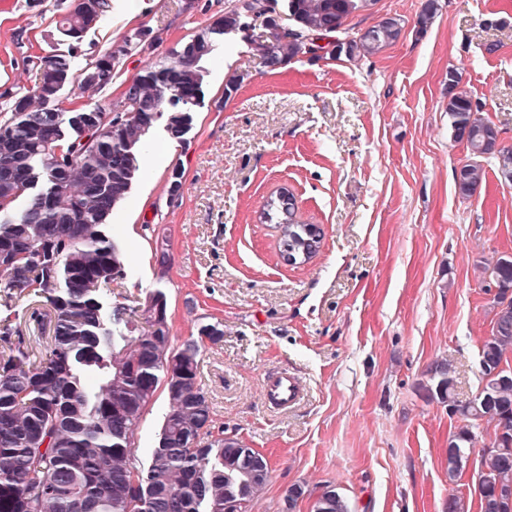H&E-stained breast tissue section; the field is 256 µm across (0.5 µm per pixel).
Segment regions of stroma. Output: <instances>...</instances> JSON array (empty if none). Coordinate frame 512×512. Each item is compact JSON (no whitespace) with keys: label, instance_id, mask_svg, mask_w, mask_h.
I'll use <instances>...</instances> for the list:
<instances>
[{"label":"stroma","instance_id":"1","mask_svg":"<svg viewBox=\"0 0 512 512\" xmlns=\"http://www.w3.org/2000/svg\"><path fill=\"white\" fill-rule=\"evenodd\" d=\"M69 2L0 0V92L35 87L39 56L71 55L80 70L144 29L110 84L59 94L65 105L111 107L235 0H112L77 46L56 29ZM423 3L376 0L348 19L354 32L400 19V38L370 57L305 54L272 70L253 46L262 19L227 36L206 65L184 142L155 124L141 174L112 215L128 266L104 301L140 323L150 295L165 293L177 346L201 325L223 326L199 357V381L215 426L268 460L251 512H282L296 484L305 495L295 512H313L328 485L351 512H444L449 494L474 493L471 474L448 481V437L461 420L421 386L445 361L460 399L481 386L479 348L494 317L487 270L512 253V183L485 158L480 191L459 192L455 171L467 157L446 110L448 71L512 147V0H439L422 32ZM282 187L323 230L305 264H288L276 226L260 220ZM272 368L304 377L301 405L274 412L261 402ZM167 412L157 390L136 432L141 463Z\"/></svg>","mask_w":512,"mask_h":512}]
</instances>
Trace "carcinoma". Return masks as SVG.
I'll return each mask as SVG.
<instances>
[{
  "mask_svg": "<svg viewBox=\"0 0 512 512\" xmlns=\"http://www.w3.org/2000/svg\"><path fill=\"white\" fill-rule=\"evenodd\" d=\"M375 0H287L294 22L291 37L274 35L255 50L276 69L309 53L308 38H335L333 48L317 58L375 55L398 40L400 19L385 17L349 40L347 19ZM112 11V0H72L59 21L60 32L81 40ZM267 15L270 0H237V6L180 48L147 66L133 80L118 105L106 109L84 104L77 110L51 108L49 97L77 83L98 89L112 81L120 58L140 45L146 33L136 28L118 49L108 48L80 71L72 56L38 57L40 84L32 91L0 95V512H224L238 501L242 512L270 478L268 465L250 476L259 452L224 432L213 434L212 409L198 381L199 356L206 343L224 337L220 324L199 327L198 335L178 349L171 345L167 299L149 297L146 314L151 331L142 333L119 304L104 306L100 286L126 274L127 253L107 233L115 207L126 198L141 172L145 137L165 120L170 138L179 142L191 125L192 108L202 92L204 63L224 36L246 30L250 12ZM128 114L122 126L102 124L105 111ZM448 117L456 140L465 143L470 160L455 175L461 194L482 186L481 158H493L500 174H512V148L464 93H448ZM59 147L53 160L47 150ZM25 198L20 214L13 204ZM263 218L277 225L280 244L300 254L304 264L318 253L323 231L298 219L293 193L282 188L270 198ZM496 288L491 336L479 351L481 388L462 401L448 362L433 369L425 387L463 424L448 437V482H457L470 456L478 500L451 494L445 512H512L497 508L498 493L512 499V255L490 269ZM43 298L44 313L30 320L49 326L39 363L37 347L26 340L14 305ZM180 370L166 379L164 364ZM167 392L169 411L149 465L139 464L135 432L159 385ZM495 423L492 449L475 450L479 422ZM313 512H350L345 497L326 487Z\"/></svg>",
  "mask_w": 512,
  "mask_h": 512,
  "instance_id": "1",
  "label": "carcinoma"
}]
</instances>
